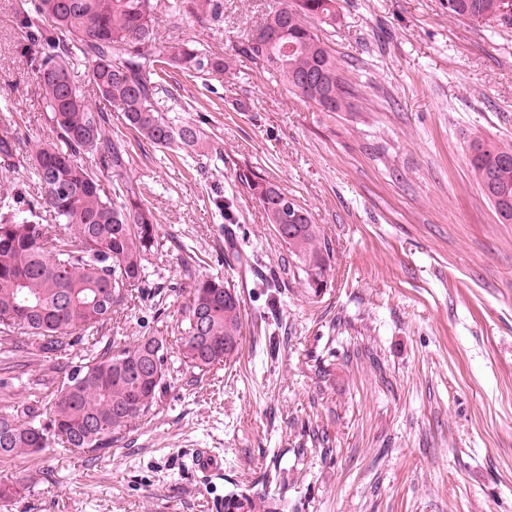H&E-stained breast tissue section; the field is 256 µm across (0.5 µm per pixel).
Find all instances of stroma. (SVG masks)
I'll list each match as a JSON object with an SVG mask.
<instances>
[{
  "mask_svg": "<svg viewBox=\"0 0 512 512\" xmlns=\"http://www.w3.org/2000/svg\"><path fill=\"white\" fill-rule=\"evenodd\" d=\"M0 0V136L55 141ZM277 0H224L214 26L160 16L164 41L224 58L201 93L180 71L156 107L198 122L224 157L199 169L142 149L113 114L160 226L146 277L176 326L193 275L219 273L227 242L211 198L249 164L309 209L334 279L311 296L262 208L241 197L258 245L234 279L245 315L238 356L182 370L156 415L103 458L72 448L0 462L30 494L0 512H224L232 485L257 486L284 512H512V224L474 181L468 145L512 140V23L448 14V0H341L336 51L350 89L322 112L237 51ZM179 241L193 275L172 257ZM276 270L281 285L256 286ZM151 302L140 290L104 335L133 345ZM220 471L202 472L200 452Z\"/></svg>",
  "mask_w": 512,
  "mask_h": 512,
  "instance_id": "1",
  "label": "stroma"
}]
</instances>
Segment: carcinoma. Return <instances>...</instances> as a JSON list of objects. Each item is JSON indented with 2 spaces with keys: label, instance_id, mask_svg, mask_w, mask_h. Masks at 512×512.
<instances>
[{
  "label": "carcinoma",
  "instance_id": "1",
  "mask_svg": "<svg viewBox=\"0 0 512 512\" xmlns=\"http://www.w3.org/2000/svg\"><path fill=\"white\" fill-rule=\"evenodd\" d=\"M505 0H452L448 15L509 21ZM191 15L203 24L222 18V0H20L15 25L41 90L57 141L31 154L40 186L32 196L17 189L0 193V351L21 352L53 364V389L42 397L0 409V461L24 459L57 448L104 454L117 435L155 415L161 396L177 380L180 366L200 373L223 365L238 352L243 328L241 300L224 303L229 283L249 265L246 238L224 250L226 276L194 280L177 328H163L156 315L131 346L100 334L129 293L144 281L149 257L158 249L159 228L139 187L126 179L129 153L106 135L109 118L68 74L70 61L92 64V85L146 143L183 161L207 157L203 133L193 120L160 112L168 69L188 77L224 72V59L187 43L161 47L158 14ZM336 27L337 0H281L263 25L242 40L238 51L264 72L279 77L322 112L347 108L346 90L334 50L305 19ZM90 155L91 169L83 163ZM471 173L503 224L512 223V141L477 137L470 144ZM240 189L256 200L306 288L333 280V249L301 208L300 223L283 219L288 192L251 168L236 173ZM212 203L227 224L238 223L235 199ZM65 226L61 236L54 226ZM179 342L177 360L168 356V337ZM78 345L83 359L70 358ZM161 349L157 375H139V362ZM22 475L0 482V505L29 489ZM225 498L261 512L278 505L249 487Z\"/></svg>",
  "mask_w": 512,
  "mask_h": 512
}]
</instances>
